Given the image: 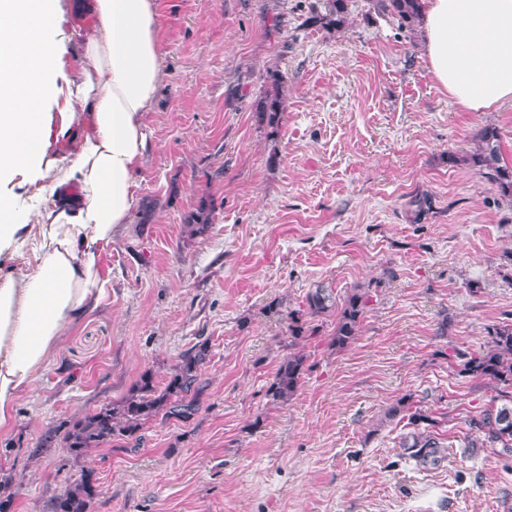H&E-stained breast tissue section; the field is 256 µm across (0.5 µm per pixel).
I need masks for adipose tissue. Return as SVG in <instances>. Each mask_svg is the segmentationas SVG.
I'll return each mask as SVG.
<instances>
[{
    "label": "adipose tissue",
    "instance_id": "1",
    "mask_svg": "<svg viewBox=\"0 0 512 512\" xmlns=\"http://www.w3.org/2000/svg\"><path fill=\"white\" fill-rule=\"evenodd\" d=\"M90 31L66 30L60 0H0V433L64 336L112 288L101 250L132 223L165 79L156 0H79ZM428 67L459 110L512 101V0H424ZM80 53L84 63L64 67ZM42 205L16 217V191ZM35 265L16 278L8 261Z\"/></svg>",
    "mask_w": 512,
    "mask_h": 512
}]
</instances>
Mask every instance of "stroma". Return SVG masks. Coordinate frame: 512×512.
<instances>
[{"mask_svg": "<svg viewBox=\"0 0 512 512\" xmlns=\"http://www.w3.org/2000/svg\"><path fill=\"white\" fill-rule=\"evenodd\" d=\"M158 4L166 77L144 117L138 212L102 250L111 300L0 433L9 512H52L89 470L91 512H512V459L466 445L495 386L459 368L512 321V199L470 160L491 126L512 162V102L460 111L420 30L370 0H348L339 28L308 21L326 0ZM277 92L274 131L262 105ZM318 288L368 300L345 348L335 316L307 311ZM292 311L318 333L281 403L268 387ZM201 344L190 419L156 418L132 452L42 446L142 374L165 384ZM417 409L448 445L423 468L401 456Z\"/></svg>", "mask_w": 512, "mask_h": 512, "instance_id": "obj_1", "label": "stroma"}]
</instances>
